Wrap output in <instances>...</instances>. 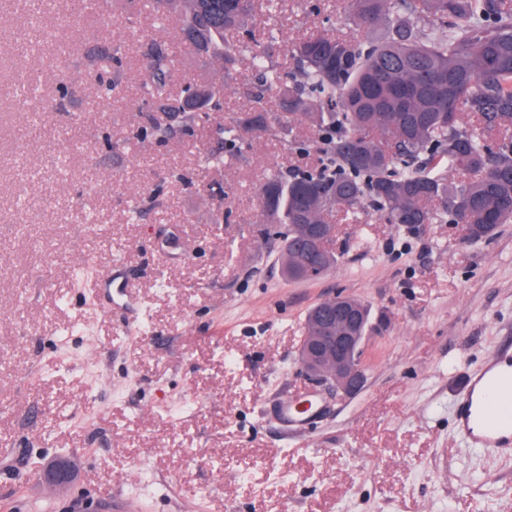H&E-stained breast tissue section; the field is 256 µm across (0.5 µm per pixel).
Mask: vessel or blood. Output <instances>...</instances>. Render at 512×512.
Here are the masks:
<instances>
[{"instance_id": "1", "label": "vessel or blood", "mask_w": 512, "mask_h": 512, "mask_svg": "<svg viewBox=\"0 0 512 512\" xmlns=\"http://www.w3.org/2000/svg\"><path fill=\"white\" fill-rule=\"evenodd\" d=\"M456 424L461 439L471 446L512 445L511 358H492L479 376L467 381L456 404Z\"/></svg>"}]
</instances>
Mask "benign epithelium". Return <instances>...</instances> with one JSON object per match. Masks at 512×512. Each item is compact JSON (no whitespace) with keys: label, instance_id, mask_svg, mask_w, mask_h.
Instances as JSON below:
<instances>
[{"label":"benign epithelium","instance_id":"benign-epithelium-1","mask_svg":"<svg viewBox=\"0 0 512 512\" xmlns=\"http://www.w3.org/2000/svg\"><path fill=\"white\" fill-rule=\"evenodd\" d=\"M331 301L340 312L336 336H304L299 359L316 379L340 392L350 393L356 391L363 381L360 353L366 329L356 309L347 305L343 297H333ZM70 478V466L64 460L56 461L44 475L48 484L58 487L66 485Z\"/></svg>","mask_w":512,"mask_h":512}]
</instances>
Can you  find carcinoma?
<instances>
[{"instance_id":"1","label":"carcinoma","mask_w":512,"mask_h":512,"mask_svg":"<svg viewBox=\"0 0 512 512\" xmlns=\"http://www.w3.org/2000/svg\"><path fill=\"white\" fill-rule=\"evenodd\" d=\"M157 17L179 15L177 38L197 53L224 62L239 56L259 63L255 102L276 89L285 107L278 126L263 113L247 112L217 133L235 149L246 134H277L288 122L311 124L313 146L324 156L317 171L284 179L273 175L262 189L265 224H284L280 258L288 275L307 266L332 270L327 215L356 212L369 201L392 224H429L433 203L473 243L512 222V142L492 150L483 132L512 123V3L509 0H341V8L367 30L383 27L382 42L361 46L346 39L309 36L290 48L295 76L288 79L249 43L229 44L226 33L254 17L259 0H148ZM431 21L448 31L433 39L418 24ZM149 109L178 114L190 126L208 100L186 87L172 95L173 59L165 43L143 50ZM469 112L482 131L461 123ZM473 178L448 185L444 170ZM331 307L309 309L305 330L319 333Z\"/></svg>"}]
</instances>
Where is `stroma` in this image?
<instances>
[{
	"label": "stroma",
	"mask_w": 512,
	"mask_h": 512,
	"mask_svg": "<svg viewBox=\"0 0 512 512\" xmlns=\"http://www.w3.org/2000/svg\"><path fill=\"white\" fill-rule=\"evenodd\" d=\"M31 7L0 11V512H512V452L465 446L453 422L512 336V223L473 244L442 212H335L336 267L287 280L261 187L319 156L296 122L225 151L216 128L254 107L247 60L196 54L143 0H57L54 41L20 56ZM249 28L286 68L300 38L373 39L335 0H270ZM155 40L171 91L224 86L192 127L143 101ZM105 54L107 97L91 92ZM337 295L371 309L353 394L298 358L307 310ZM287 397L317 408L284 423ZM60 455L76 476L54 490L40 473Z\"/></svg>",
	"instance_id": "stroma-1"
}]
</instances>
